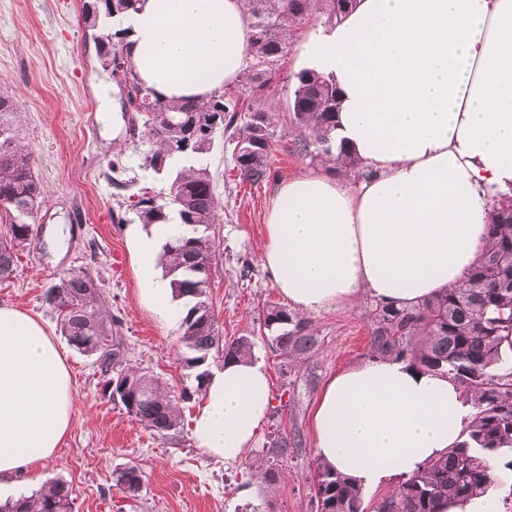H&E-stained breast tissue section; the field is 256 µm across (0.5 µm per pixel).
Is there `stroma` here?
<instances>
[{
	"mask_svg": "<svg viewBox=\"0 0 512 512\" xmlns=\"http://www.w3.org/2000/svg\"><path fill=\"white\" fill-rule=\"evenodd\" d=\"M84 0H0V95L20 111L24 144L34 154L35 173L46 190L37 213L39 232L18 254L13 277L0 282V306L23 309L55 338L72 373L75 413L55 455L37 463L0 501L38 492L63 479L75 497L74 512H316L311 476L317 460L312 415L323 388L336 373L369 359L368 334L376 301L361 295L351 306L312 315L317 344L310 359L281 373L258 331L264 304L285 303L270 271L260 261L266 218L281 181L310 170H326L295 147L298 132L290 107L296 82L294 62L302 38L319 19L298 27L275 79L260 94L236 82L225 95L258 104L279 119L268 155L272 176L260 185L240 183L233 172L232 144L216 140L196 164L213 175L224 201L216 227L217 251L209 298L225 339L251 337L267 368L273 413L240 459L222 462L194 445L187 428L168 438L154 436L102 392L104 378L94 357L70 347L42 295L59 274L87 269L104 283L109 311L122 320L131 365L159 377L178 391L194 388L179 365V333L140 301L137 260L126 238L134 211L119 209L108 163L121 154L132 192L165 191L169 176L142 168L148 142L131 140L125 94L98 60L94 33L80 21ZM108 99L118 123L103 122L98 110ZM299 430L303 443L288 457L275 485L257 469L263 446L276 428ZM136 464L143 472L137 497L116 485L118 470Z\"/></svg>",
	"mask_w": 512,
	"mask_h": 512,
	"instance_id": "obj_1",
	"label": "stroma"
}]
</instances>
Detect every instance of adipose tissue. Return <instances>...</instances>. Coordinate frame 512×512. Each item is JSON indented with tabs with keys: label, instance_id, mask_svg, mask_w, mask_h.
Returning a JSON list of instances; mask_svg holds the SVG:
<instances>
[{
	"label": "adipose tissue",
	"instance_id": "ef3b65f1",
	"mask_svg": "<svg viewBox=\"0 0 512 512\" xmlns=\"http://www.w3.org/2000/svg\"><path fill=\"white\" fill-rule=\"evenodd\" d=\"M128 57L161 97L205 101L232 85L251 47L246 0H138L113 18ZM298 63L340 91L335 175L280 183L260 256L299 313L362 294L410 308L463 281L487 244L492 206L512 191V0H357L336 26L301 42ZM356 166H349V159ZM179 222L128 230L142 303L185 314L158 266ZM262 362L214 371L188 429L232 461L270 408ZM75 411L55 340L25 311L0 306V484L51 458ZM474 410L458 383L375 358L331 377L312 427L320 462L361 488L412 474L455 446Z\"/></svg>",
	"mask_w": 512,
	"mask_h": 512
}]
</instances>
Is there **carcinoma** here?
Returning <instances> with one entry per match:
<instances>
[{
  "instance_id": "carcinoma-1",
  "label": "carcinoma",
  "mask_w": 512,
  "mask_h": 512,
  "mask_svg": "<svg viewBox=\"0 0 512 512\" xmlns=\"http://www.w3.org/2000/svg\"><path fill=\"white\" fill-rule=\"evenodd\" d=\"M138 0H103V10L83 6L87 25L99 15L111 17L136 9ZM252 38L242 79L255 91L273 79L275 66L288 49L294 28L313 15L332 26L353 9L355 0H247ZM103 68L120 69L124 76L133 134L152 144L142 166L159 174L170 160L191 159L213 147L229 130H240L233 149L238 179L257 185L270 178L267 157L276 132V115L264 109L243 112L239 101L218 94L199 103L173 104L144 87L126 53L123 32L110 29L99 36ZM339 90L336 83L314 71L297 76L292 101L294 124L301 130L297 151L315 161L328 159L336 149ZM18 114L15 102L0 96V280L12 277L19 251L32 244L35 215L43 203V186L34 172L35 160L20 142L8 115ZM112 185L127 187L126 166L116 158L108 164ZM176 205L180 224L165 243L166 275L174 296L186 299L187 312L179 321L178 360L194 374L196 389L174 392L154 376L129 366L125 358L122 321L104 309L102 279L88 270L61 274L47 288L42 302L53 312L60 332L77 351L93 355L105 377L103 393L153 435L164 438L182 425L181 404L202 391L210 376V361L252 354L253 340H225L209 303L212 261L216 258L214 226L224 211L214 179L205 167L185 165L171 177L168 192H143L131 204L143 224L167 220ZM261 336L282 373L308 360L316 345L310 320L282 304H267L259 313ZM374 357L402 359L427 372L446 371L459 384L464 401L475 413L464 440L448 453L422 464L382 496L373 512H438L448 499L485 493L496 481L485 461L492 457L512 472V198H504L489 224V243L464 281L412 309L377 304L369 333ZM298 441L278 431L269 441L271 462L263 479L272 485L279 461ZM143 475L135 464L116 474V485L136 495ZM317 512H366L363 491L335 469L319 463L314 474ZM72 488L53 481L41 491L0 505V512H73Z\"/></svg>"
}]
</instances>
